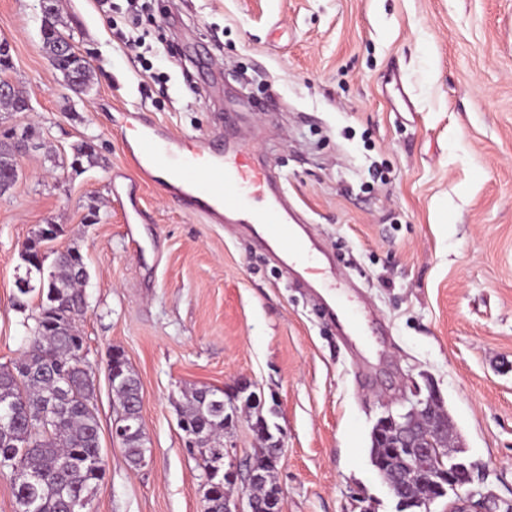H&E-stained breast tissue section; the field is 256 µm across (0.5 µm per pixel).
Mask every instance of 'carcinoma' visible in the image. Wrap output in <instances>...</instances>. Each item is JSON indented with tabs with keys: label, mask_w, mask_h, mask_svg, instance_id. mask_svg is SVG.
I'll return each instance as SVG.
<instances>
[{
	"label": "carcinoma",
	"mask_w": 512,
	"mask_h": 512,
	"mask_svg": "<svg viewBox=\"0 0 512 512\" xmlns=\"http://www.w3.org/2000/svg\"><path fill=\"white\" fill-rule=\"evenodd\" d=\"M42 49L55 55V69L71 76L73 89L82 93L91 81L88 63L74 55L55 53L56 43L64 37L60 9L47 10L40 16ZM0 109L6 112H28V98L20 91L0 98ZM29 141L30 127L17 130L10 127L0 133V194L12 188V167L15 158L10 149L14 138ZM98 163V153L91 141L74 147L71 168L92 167ZM58 230L45 235L38 229L26 244L24 254L39 250L43 244L57 238ZM88 272L83 256L75 248L56 253L54 270L26 264L22 280L26 287L18 289L22 296L39 298L38 314L31 327L30 347L23 357L9 367L0 365V408L9 413L0 419V472L9 471L16 501V512H82V501L89 497L102 478L99 426L94 399V383L89 369L78 359L77 350L83 340L77 323L84 314L85 301L81 290ZM72 302V313L58 314V296ZM124 409L139 399L140 382L130 366L122 376L110 383ZM218 399L213 390L201 388L191 393L186 407L180 412V426L185 432L203 430L205 439L196 452L204 469L210 471L217 489L215 495L205 494L204 512H224V411L214 405ZM142 421H137L125 442L127 461L135 465L145 453ZM254 428L263 447L253 455L254 462L265 467V480L249 487L254 500H265L280 492L274 480V467L264 465L270 455L267 420L259 416ZM386 439L371 440L370 460L373 466L385 463L388 457ZM410 487L409 508L420 509L433 494L432 488L414 474L405 479Z\"/></svg>",
	"instance_id": "carcinoma-1"
}]
</instances>
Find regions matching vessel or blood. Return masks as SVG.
I'll return each mask as SVG.
<instances>
[{
    "label": "vessel or blood",
    "instance_id": "1",
    "mask_svg": "<svg viewBox=\"0 0 512 512\" xmlns=\"http://www.w3.org/2000/svg\"><path fill=\"white\" fill-rule=\"evenodd\" d=\"M133 118L127 153L142 180L154 181L156 171L167 168L166 189L185 212L249 234L277 262L293 268L306 287H335L334 269L314 262L317 244L297 231L278 178L260 157L229 136L187 147L146 113Z\"/></svg>",
    "mask_w": 512,
    "mask_h": 512
}]
</instances>
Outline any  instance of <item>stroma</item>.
<instances>
[{
	"label": "stroma",
	"mask_w": 512,
	"mask_h": 512,
	"mask_svg": "<svg viewBox=\"0 0 512 512\" xmlns=\"http://www.w3.org/2000/svg\"><path fill=\"white\" fill-rule=\"evenodd\" d=\"M60 0L90 60L77 93L41 49L39 0H0V40L41 147L0 196V364L29 346L39 300L17 307L26 241L79 250L78 322L95 376L105 473L90 512H204L206 475L180 407L194 388L247 381L278 402L283 512H395L370 462L371 431L411 387L435 391L474 463L483 512L512 507V0ZM145 32L142 56L120 35ZM176 135L224 130L280 173L286 197L362 320L341 335L262 249L185 213L125 157L124 113ZM91 139L98 162L69 166ZM141 384L147 466L112 438L107 360ZM248 417L224 431L245 469Z\"/></svg>",
	"instance_id": "35a3bbf8"
}]
</instances>
